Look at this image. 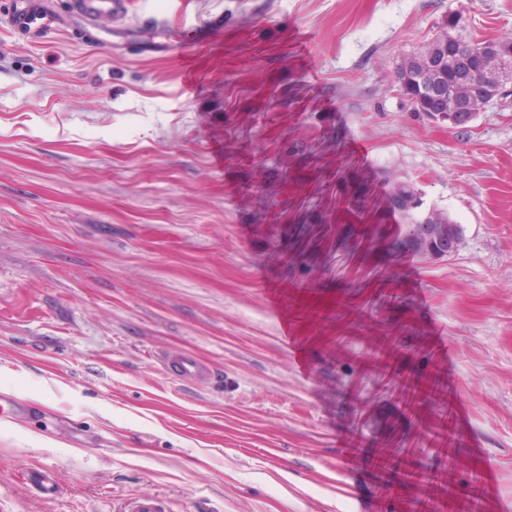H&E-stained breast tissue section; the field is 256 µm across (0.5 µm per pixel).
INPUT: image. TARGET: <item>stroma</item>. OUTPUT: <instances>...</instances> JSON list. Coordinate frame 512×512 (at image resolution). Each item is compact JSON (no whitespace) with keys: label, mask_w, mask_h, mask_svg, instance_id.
I'll return each instance as SVG.
<instances>
[{"label":"stroma","mask_w":512,"mask_h":512,"mask_svg":"<svg viewBox=\"0 0 512 512\" xmlns=\"http://www.w3.org/2000/svg\"><path fill=\"white\" fill-rule=\"evenodd\" d=\"M7 7L0 512H512V96L456 128L395 78L512 0H133L108 49ZM183 24L204 51H152ZM397 181L456 254L394 249ZM163 365L176 372L183 380L187 382H202L211 378L210 368L191 356H182L180 358H171L164 355L160 357ZM31 479L44 498H52L59 489V483L54 473L49 469H34L30 472Z\"/></svg>","instance_id":"stroma-1"}]
</instances>
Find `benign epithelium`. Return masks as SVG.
<instances>
[{"label": "benign epithelium", "instance_id": "1", "mask_svg": "<svg viewBox=\"0 0 512 512\" xmlns=\"http://www.w3.org/2000/svg\"><path fill=\"white\" fill-rule=\"evenodd\" d=\"M458 26L445 23L443 34L419 54L400 64L397 82L414 103L424 106L427 116L435 122L467 125L477 113L471 100L462 92V86L471 73L488 59L497 65L482 70L483 84L490 100L512 92V41L487 39L477 45H460ZM390 208L405 215L422 207L419 193L388 198ZM407 237L420 253L433 258L449 257L458 252L463 243L462 228L457 222L432 212L408 225Z\"/></svg>", "mask_w": 512, "mask_h": 512}]
</instances>
